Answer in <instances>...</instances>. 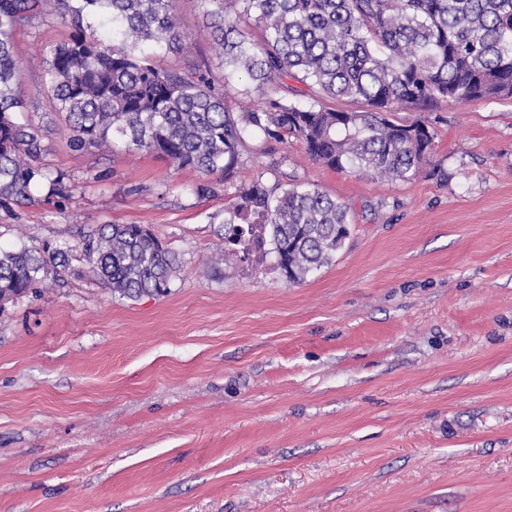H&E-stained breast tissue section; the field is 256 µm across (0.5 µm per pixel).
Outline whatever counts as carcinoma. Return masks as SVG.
<instances>
[{
  "instance_id": "carcinoma-1",
  "label": "carcinoma",
  "mask_w": 512,
  "mask_h": 512,
  "mask_svg": "<svg viewBox=\"0 0 512 512\" xmlns=\"http://www.w3.org/2000/svg\"><path fill=\"white\" fill-rule=\"evenodd\" d=\"M200 0L224 55V85L261 90L237 112L202 70L160 69L154 53H178L186 35L176 0H0V209L64 193L42 164L43 129L18 121L24 92L13 35L57 18L68 38L46 52L45 85L66 113L69 145L90 152L118 141L178 169L217 175L234 188L224 209V258L264 254L297 284L327 265L349 234L347 206L315 185L237 181L251 141L297 140L312 160L339 172L417 177L435 133L391 113L441 101L512 97V0ZM259 31L251 40L249 27ZM121 46H115L116 40ZM307 101L302 102L300 98ZM362 104L340 110L329 100ZM91 272L114 294L162 296L177 254L140 224H105L84 236ZM72 246L0 249V302L45 287Z\"/></svg>"
}]
</instances>
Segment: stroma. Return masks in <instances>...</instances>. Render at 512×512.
Instances as JSON below:
<instances>
[{"mask_svg": "<svg viewBox=\"0 0 512 512\" xmlns=\"http://www.w3.org/2000/svg\"><path fill=\"white\" fill-rule=\"evenodd\" d=\"M183 52L221 78L200 0ZM14 35L45 167L68 197L0 209V247L73 250L49 288L0 304V512H512V98L441 102L412 180L342 173L294 140L238 177L302 179L350 234L299 284L274 256L215 264L229 195L155 155L77 151L41 57ZM140 224L179 257L163 297L112 294L76 245Z\"/></svg>", "mask_w": 512, "mask_h": 512, "instance_id": "1", "label": "stroma"}]
</instances>
